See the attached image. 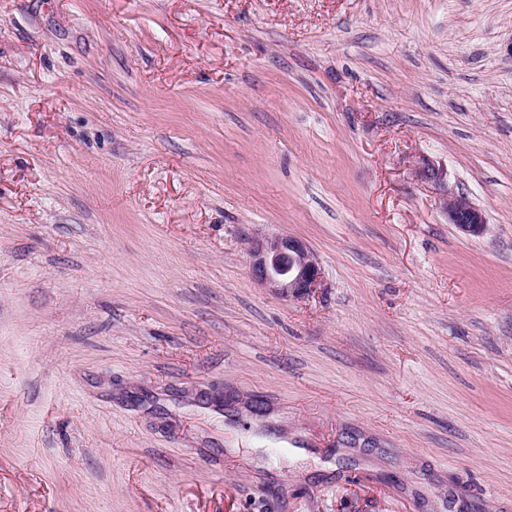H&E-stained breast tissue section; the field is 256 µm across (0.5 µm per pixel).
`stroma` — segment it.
I'll return each mask as SVG.
<instances>
[{
  "label": "stroma",
  "instance_id": "35a3bbf8",
  "mask_svg": "<svg viewBox=\"0 0 512 512\" xmlns=\"http://www.w3.org/2000/svg\"><path fill=\"white\" fill-rule=\"evenodd\" d=\"M0 512H512V0H0ZM421 179L435 184L441 190V200L449 224H455L461 231L479 236L486 230V220L482 211L463 194L448 192L447 180L442 169L427 160H422L415 169ZM250 268L262 286L288 298H303L320 287L322 272L316 255L305 242L291 236L254 239Z\"/></svg>",
  "mask_w": 512,
  "mask_h": 512
}]
</instances>
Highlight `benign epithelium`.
Listing matches in <instances>:
<instances>
[{
    "label": "benign epithelium",
    "mask_w": 512,
    "mask_h": 512,
    "mask_svg": "<svg viewBox=\"0 0 512 512\" xmlns=\"http://www.w3.org/2000/svg\"><path fill=\"white\" fill-rule=\"evenodd\" d=\"M416 176L435 184L448 223L461 231L479 236L486 230L482 211L462 193L448 191L445 173L427 160L415 169ZM250 268L253 278L288 298H303L320 287L322 272L316 255L305 242L291 236L254 239L250 243Z\"/></svg>",
    "instance_id": "benign-epithelium-1"
}]
</instances>
